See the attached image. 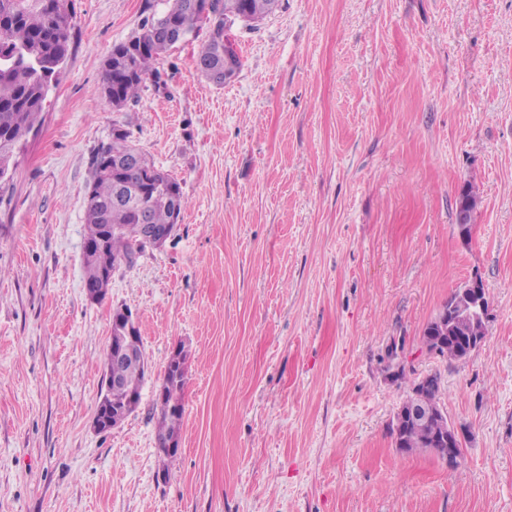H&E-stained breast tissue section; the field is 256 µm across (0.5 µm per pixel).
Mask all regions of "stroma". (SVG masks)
I'll list each match as a JSON object with an SVG mask.
<instances>
[{
    "instance_id": "obj_1",
    "label": "stroma",
    "mask_w": 512,
    "mask_h": 512,
    "mask_svg": "<svg viewBox=\"0 0 512 512\" xmlns=\"http://www.w3.org/2000/svg\"><path fill=\"white\" fill-rule=\"evenodd\" d=\"M144 8L74 0L57 84L0 182V512H512V0H279L232 27V82L200 77L183 43L118 111L104 64ZM118 126L188 207L93 303L86 189ZM467 183L481 204L465 241ZM475 278L480 346L428 351L423 328ZM121 306L152 373L100 433ZM178 346L169 462L156 391ZM427 373L461 440L454 469L392 445ZM181 362L168 363L162 379V390L164 401L157 405L160 410V418L157 428V446L160 451L172 452L178 449L181 423L184 414L183 391L186 385L188 369L186 366V354L182 348ZM172 441V442H170ZM166 448H163L164 445Z\"/></svg>"
}]
</instances>
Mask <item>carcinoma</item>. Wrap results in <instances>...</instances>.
Here are the masks:
<instances>
[{"label":"carcinoma","mask_w":512,"mask_h":512,"mask_svg":"<svg viewBox=\"0 0 512 512\" xmlns=\"http://www.w3.org/2000/svg\"><path fill=\"white\" fill-rule=\"evenodd\" d=\"M278 0H157L148 4L150 13L142 21L140 32L115 45L104 66L101 92L117 109L138 98L149 76L160 77L157 64L177 45L199 36L194 59L198 73L222 86L236 77L241 59L232 48L224 22L234 17L244 23H259L271 15ZM71 23L53 14L47 0H0V158L13 166L21 141L38 122L47 95L58 74L59 61L69 51ZM143 151L130 140V132L112 134V141L101 147L93 159L94 176L88 189L84 221L85 241L101 238L109 225L104 251L84 256V286L96 288L99 299L107 295L109 282L103 280L102 266L112 257L131 258L137 250V224L141 214L147 223L162 228L175 223L187 207L178 180L164 170L153 174L154 163L121 170L112 168L117 160H126ZM140 191L136 204L114 201L118 182ZM422 341L431 352L450 359L466 358L455 341H438L433 324L425 326ZM112 345L103 350L105 393L99 406L120 404L130 394H141L143 373L132 364L112 361ZM188 369L186 359L166 366L162 379L164 401L159 404L157 446L180 438L184 414L183 391ZM390 435L394 447L410 452L425 447L422 430L407 423L392 422Z\"/></svg>","instance_id":"carcinoma-1"}]
</instances>
